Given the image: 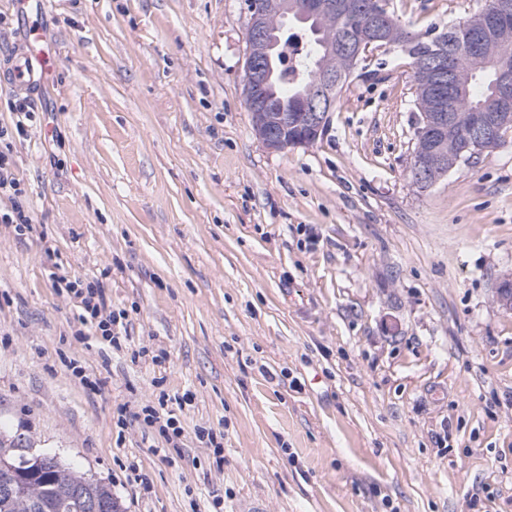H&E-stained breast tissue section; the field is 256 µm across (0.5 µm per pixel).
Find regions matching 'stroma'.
<instances>
[{
	"label": "stroma",
	"mask_w": 512,
	"mask_h": 512,
	"mask_svg": "<svg viewBox=\"0 0 512 512\" xmlns=\"http://www.w3.org/2000/svg\"><path fill=\"white\" fill-rule=\"evenodd\" d=\"M48 2L36 119L11 140L34 229L0 224V434L124 512H512V133L415 184L411 71L388 49L315 143L271 151L242 93L245 0ZM482 5L389 2L416 30ZM59 268L127 310L121 349L77 338ZM159 393L177 453L115 427Z\"/></svg>",
	"instance_id": "stroma-1"
}]
</instances>
